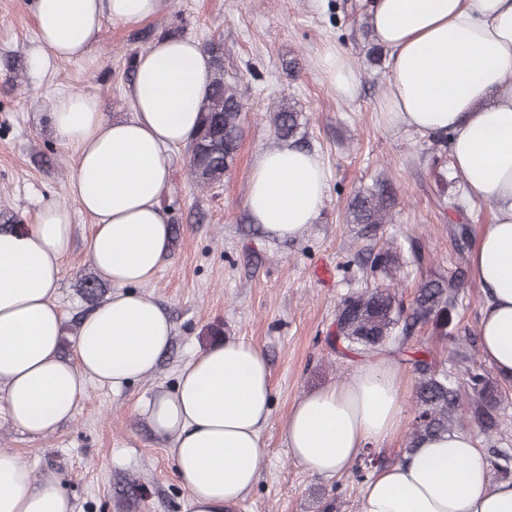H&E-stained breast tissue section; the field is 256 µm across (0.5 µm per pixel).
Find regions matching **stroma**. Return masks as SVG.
Masks as SVG:
<instances>
[{
    "label": "stroma",
    "instance_id": "1",
    "mask_svg": "<svg viewBox=\"0 0 512 512\" xmlns=\"http://www.w3.org/2000/svg\"><path fill=\"white\" fill-rule=\"evenodd\" d=\"M170 9L135 24L104 22L85 60L59 61L33 75L28 53L38 31L32 0H0V225L32 223L48 200L73 215L74 248L63 262L54 300L63 321L62 353L70 355L77 322L89 309L79 285L92 270L87 255L92 220L67 191L77 153L59 142L50 122L57 95L97 96L109 118L128 116L130 57L147 50L145 31L177 26L197 43L219 42L224 78L244 104L243 136L223 182L199 188L186 147L170 149L172 169L161 204L177 234L170 258L139 291L172 324L168 353L147 377L119 389L86 381L76 417L55 433L33 438L0 415V448L17 453L34 474H62L74 512H191L167 441L154 435L142 404L161 386L173 387L180 369L214 342L234 337L265 355L273 387L272 416L262 437L267 462L249 495L231 512H360L362 486L351 475L324 478L289 455L283 425L303 394L348 376L353 359L331 352L341 298L366 286L357 254L366 244L348 223V204L383 182L397 204L378 244L417 238L435 270L452 276L469 267L455 249L450 212L438 201L434 174L448 194L461 190L449 161L432 168L428 140L385 128L378 105L389 79L387 63L369 64L358 25L335 13L364 0H170ZM331 46L357 64L356 98L343 101L320 58ZM294 104L303 127L298 147L317 154L328 175L327 200L302 237L280 241L252 223L245 205L254 159L281 147L271 118L281 102Z\"/></svg>",
    "mask_w": 512,
    "mask_h": 512
}]
</instances>
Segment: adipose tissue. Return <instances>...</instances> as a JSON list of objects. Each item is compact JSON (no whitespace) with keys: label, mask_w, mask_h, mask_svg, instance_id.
<instances>
[{"label":"adipose tissue","mask_w":512,"mask_h":512,"mask_svg":"<svg viewBox=\"0 0 512 512\" xmlns=\"http://www.w3.org/2000/svg\"><path fill=\"white\" fill-rule=\"evenodd\" d=\"M169 0H34L36 73L88 57L104 21L158 16ZM371 23L389 51L380 107L385 123L428 137L448 135L451 167L468 192L494 205L471 274L487 292L477 332L481 357L512 381V0H373ZM337 96L353 99L359 70L341 48L323 56ZM210 73L200 45L158 37L136 60L129 118L109 120L99 98L58 95L51 112L61 143L75 146L68 184L94 224L88 255L112 295L81 318L72 357L60 353L62 315L53 301L72 249L69 209L47 202L32 224L0 232V410L46 436L77 414L86 380L118 389L152 372L171 344L161 308L138 294L165 262L172 229L161 198L167 148L196 133ZM327 175L311 152L260 151L246 206L269 236L301 237L326 202ZM406 375L381 354L347 378L302 396L284 425L291 457L314 475L346 473L367 448L396 438L405 420ZM272 386L267 360L235 338L213 344L158 389L143 408L169 455L191 512H228L253 488L267 450ZM490 458L470 431L422 439L364 485L361 512H512V479H492ZM0 512H73L62 476H34L0 448Z\"/></svg>","instance_id":"1"}]
</instances>
